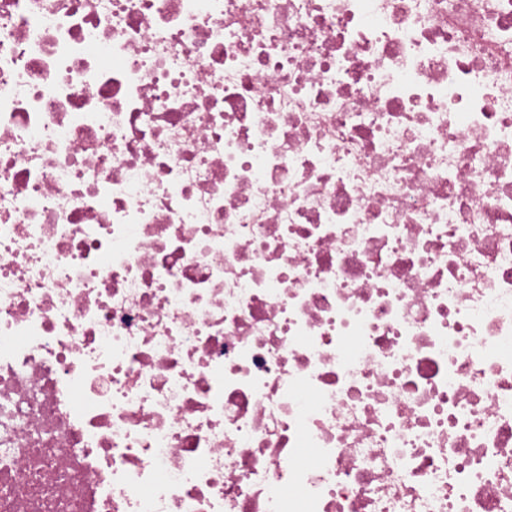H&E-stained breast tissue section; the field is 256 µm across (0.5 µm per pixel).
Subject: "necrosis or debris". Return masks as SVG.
Here are the masks:
<instances>
[{"mask_svg":"<svg viewBox=\"0 0 512 512\" xmlns=\"http://www.w3.org/2000/svg\"><path fill=\"white\" fill-rule=\"evenodd\" d=\"M0 512H512V0H0Z\"/></svg>","mask_w":512,"mask_h":512,"instance_id":"4bbe7bcc","label":"necrosis or debris"}]
</instances>
